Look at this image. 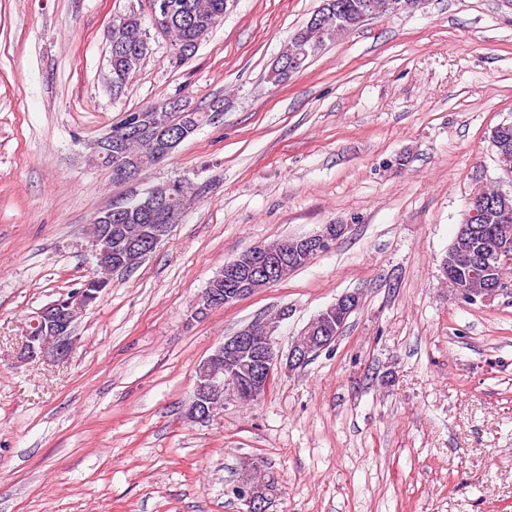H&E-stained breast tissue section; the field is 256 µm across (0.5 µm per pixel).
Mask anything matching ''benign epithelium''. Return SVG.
Listing matches in <instances>:
<instances>
[{"mask_svg":"<svg viewBox=\"0 0 512 512\" xmlns=\"http://www.w3.org/2000/svg\"><path fill=\"white\" fill-rule=\"evenodd\" d=\"M149 20L160 33L167 35L172 26L169 4L166 0H150ZM345 224H327L323 229L302 240L307 251L324 252L345 232ZM282 265L280 254L259 246L247 258L237 260L219 271L215 280H224L230 287L224 295L210 293L198 302L195 314L208 313L215 304L234 305L255 293L256 287L274 284V273ZM104 278L93 276L82 283L81 288L68 298H62L39 309L31 326L36 331H26L25 343L18 357L28 361L37 357L61 360L67 357L74 345L73 313L86 309L97 297ZM512 295V283L500 280L481 297L458 293L459 298L488 302L496 297ZM359 302V295L347 293L336 303L323 309L294 341L287 357L288 368L293 370L304 365L315 347L326 348L338 334L350 315L352 303ZM277 325L263 322L247 326L218 345L207 361L233 355L239 359L235 365H224V377H200L195 379L190 416L194 420H207L224 405L229 397L240 398L241 385H246L252 397L266 395L275 380V369L281 365V355L275 350L274 331ZM275 494L254 482L247 474L239 484V498L247 506L246 512H267V503Z\"/></svg>","mask_w":512,"mask_h":512,"instance_id":"benign-epithelium-1","label":"benign epithelium"}]
</instances>
